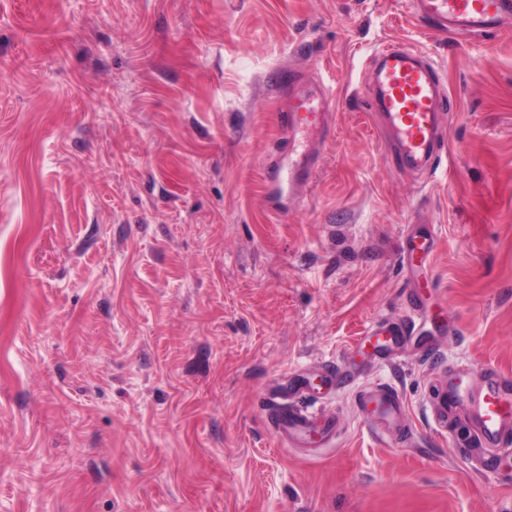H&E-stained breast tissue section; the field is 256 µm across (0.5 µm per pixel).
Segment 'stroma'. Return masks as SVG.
Segmentation results:
<instances>
[{
  "label": "stroma",
  "mask_w": 512,
  "mask_h": 512,
  "mask_svg": "<svg viewBox=\"0 0 512 512\" xmlns=\"http://www.w3.org/2000/svg\"><path fill=\"white\" fill-rule=\"evenodd\" d=\"M389 42L456 102L431 179L365 107ZM290 67L333 88L335 127L276 215ZM424 223L428 319L368 357ZM345 362L309 402L335 446H285L268 385ZM452 370L512 376V29L439 33L412 0H0V512H512V453L439 412ZM371 386L409 441L364 421ZM359 406L374 428L398 432L403 438H409L411 431L405 418V403L395 390H363L359 395Z\"/></svg>",
  "instance_id": "1"
}]
</instances>
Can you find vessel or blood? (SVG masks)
<instances>
[{
    "label": "vessel or blood",
    "mask_w": 512,
    "mask_h": 512,
    "mask_svg": "<svg viewBox=\"0 0 512 512\" xmlns=\"http://www.w3.org/2000/svg\"><path fill=\"white\" fill-rule=\"evenodd\" d=\"M413 6L415 14L434 30L460 38L512 27V0H413ZM367 80V109L382 134L392 167L435 175L446 151L444 118L451 110V98L432 62L421 53L390 43L373 55ZM277 83L286 98L277 114L283 133L282 153L264 165L265 193L272 202L279 199L283 188L313 182L334 125L327 86L309 84L294 70L281 72ZM433 244L429 236L410 239L403 253L404 264L412 269L424 266ZM410 310L405 321H386L373 328L381 357H388L395 345L408 339L426 312L415 296L410 299ZM309 393L308 379L295 376L263 396L275 433L287 446L321 448L336 434L333 416L313 412L305 404ZM462 403L467 404L476 428L477 447L512 448V377L490 372L472 384L460 373L451 374L440 410L450 414ZM359 406L374 428L410 436L405 403L395 390L361 391Z\"/></svg>",
    "instance_id": "vessel-or-blood-1"
}]
</instances>
